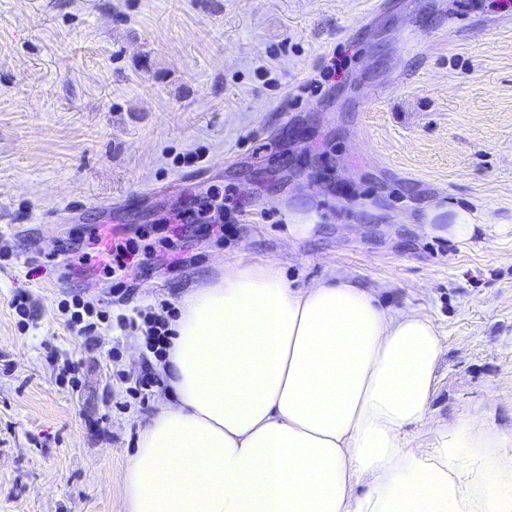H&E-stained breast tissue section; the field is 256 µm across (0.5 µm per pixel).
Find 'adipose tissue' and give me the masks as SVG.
Returning a JSON list of instances; mask_svg holds the SVG:
<instances>
[{"mask_svg":"<svg viewBox=\"0 0 512 512\" xmlns=\"http://www.w3.org/2000/svg\"><path fill=\"white\" fill-rule=\"evenodd\" d=\"M423 222L476 231L458 207ZM173 330L166 391L119 475L129 512H512V428L435 418L444 344L426 316L348 277L294 288L265 263L184 295Z\"/></svg>","mask_w":512,"mask_h":512,"instance_id":"1","label":"adipose tissue"}]
</instances>
